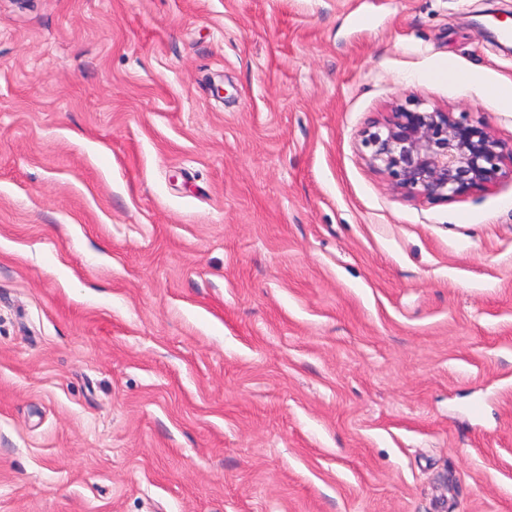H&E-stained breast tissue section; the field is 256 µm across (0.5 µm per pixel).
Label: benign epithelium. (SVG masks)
Instances as JSON below:
<instances>
[{
    "mask_svg": "<svg viewBox=\"0 0 512 512\" xmlns=\"http://www.w3.org/2000/svg\"><path fill=\"white\" fill-rule=\"evenodd\" d=\"M369 165L387 175L402 195L450 201L512 176V145L468 112L423 107L412 97L361 134Z\"/></svg>",
    "mask_w": 512,
    "mask_h": 512,
    "instance_id": "obj_1",
    "label": "benign epithelium"
}]
</instances>
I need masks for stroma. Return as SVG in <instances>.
I'll return each instance as SVG.
<instances>
[{
    "mask_svg": "<svg viewBox=\"0 0 512 512\" xmlns=\"http://www.w3.org/2000/svg\"><path fill=\"white\" fill-rule=\"evenodd\" d=\"M498 82L512 0H0V512H512V179L358 142Z\"/></svg>",
    "mask_w": 512,
    "mask_h": 512,
    "instance_id": "obj_1",
    "label": "stroma"
}]
</instances>
